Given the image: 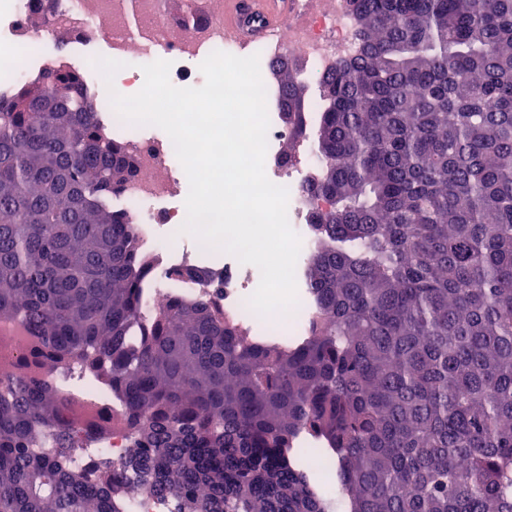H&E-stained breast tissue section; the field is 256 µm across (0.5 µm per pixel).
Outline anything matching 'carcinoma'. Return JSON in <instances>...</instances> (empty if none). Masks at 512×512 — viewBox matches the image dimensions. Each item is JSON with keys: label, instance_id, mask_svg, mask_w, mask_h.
Masks as SVG:
<instances>
[{"label": "carcinoma", "instance_id": "obj_1", "mask_svg": "<svg viewBox=\"0 0 512 512\" xmlns=\"http://www.w3.org/2000/svg\"><path fill=\"white\" fill-rule=\"evenodd\" d=\"M349 2L350 59L312 85L278 70L290 143L318 97L324 201L285 340L207 298L143 317L151 261L112 205L127 147L76 73L0 94V512H123L138 485L170 512H512V0ZM76 366L129 433L81 471L105 424L45 378Z\"/></svg>", "mask_w": 512, "mask_h": 512}]
</instances>
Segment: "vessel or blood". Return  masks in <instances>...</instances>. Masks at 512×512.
<instances>
[{
    "instance_id": "vessel-or-blood-1",
    "label": "vessel or blood",
    "mask_w": 512,
    "mask_h": 512,
    "mask_svg": "<svg viewBox=\"0 0 512 512\" xmlns=\"http://www.w3.org/2000/svg\"><path fill=\"white\" fill-rule=\"evenodd\" d=\"M296 12L297 0H224V31L245 51L269 41Z\"/></svg>"
}]
</instances>
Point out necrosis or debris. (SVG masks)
Instances as JSON below:
<instances>
[{
    "instance_id": "obj_1",
    "label": "necrosis or debris",
    "mask_w": 512,
    "mask_h": 512,
    "mask_svg": "<svg viewBox=\"0 0 512 512\" xmlns=\"http://www.w3.org/2000/svg\"><path fill=\"white\" fill-rule=\"evenodd\" d=\"M206 4L205 11L199 13L172 8L169 0H134L130 10L122 0H0V43L17 46L19 63L12 76L20 81L50 68L72 67V60L58 55L55 49L62 33L75 44L86 43L90 33L102 34L112 55L119 59L131 47L144 60L160 51L179 60L229 51L232 41L224 34V0H206ZM298 7L306 17L305 24L289 26L287 39L267 42L259 52L261 67H268L286 49L302 56L316 73L352 54L354 23L347 0H299ZM110 128L123 134L135 161V177L116 193L115 200L136 216L140 244L153 257L145 314H153L170 293L187 299L202 294V286L180 277L179 272L213 265L224 280L217 303L251 332L260 335L282 323L287 324L289 334L302 332L304 324L296 314L265 318L250 309L247 290L260 275L257 267L240 263L229 254L223 262H215L213 251L203 248L194 237H180L186 219L181 195L187 176L170 137L147 135L142 127L116 116ZM287 137L286 122H270L265 171L273 183L288 189L289 223L303 237L309 229L311 204L298 187L313 176L314 168L307 144H298L294 158L278 151V144ZM53 385L63 399H89L111 407L110 426L88 439L85 452L120 459L127 446L126 425L122 411L112 408L107 388L93 376L81 373L55 378Z\"/></svg>"
}]
</instances>
